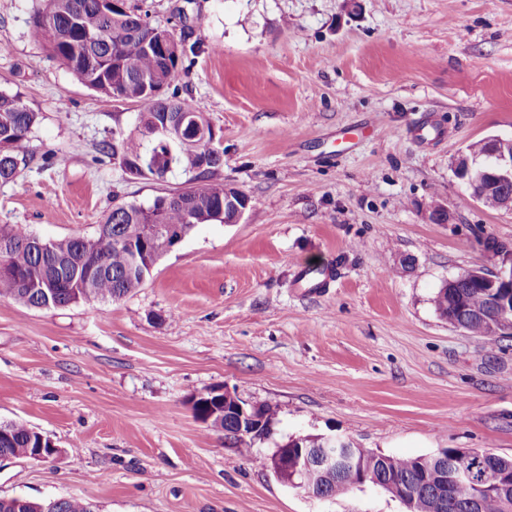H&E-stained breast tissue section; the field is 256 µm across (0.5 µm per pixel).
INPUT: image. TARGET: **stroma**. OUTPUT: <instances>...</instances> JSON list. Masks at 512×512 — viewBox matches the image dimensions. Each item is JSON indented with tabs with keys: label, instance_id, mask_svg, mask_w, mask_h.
I'll use <instances>...</instances> for the list:
<instances>
[{
	"label": "stroma",
	"instance_id": "1",
	"mask_svg": "<svg viewBox=\"0 0 512 512\" xmlns=\"http://www.w3.org/2000/svg\"><path fill=\"white\" fill-rule=\"evenodd\" d=\"M0 0V92L39 113L28 165L0 183V224L93 235L113 204L166 183L96 161L139 104L84 86L32 16ZM192 44L175 82L223 141L238 224H201L118 302L33 310L0 298V421L61 448L0 464V495L97 512H406L372 487L331 500L280 483L192 412L222 386L276 408L271 455L297 437L418 457H512V338L448 326L433 298L481 266L512 270V213L454 174L467 145L512 136V0H127ZM448 223L429 221L432 202ZM337 267L318 294L297 268Z\"/></svg>",
	"mask_w": 512,
	"mask_h": 512
}]
</instances>
